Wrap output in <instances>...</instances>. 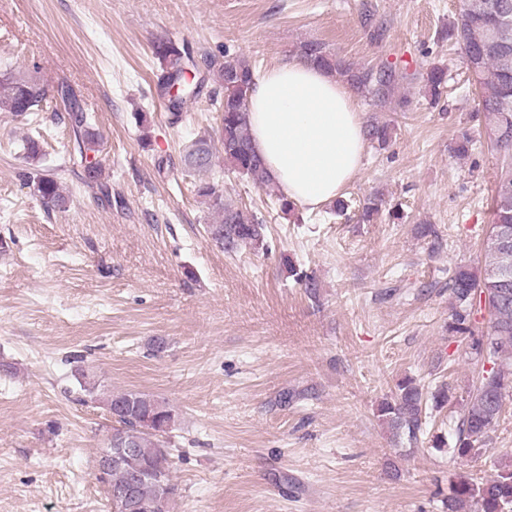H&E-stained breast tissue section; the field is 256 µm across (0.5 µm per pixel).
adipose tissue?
<instances>
[{
    "mask_svg": "<svg viewBox=\"0 0 512 512\" xmlns=\"http://www.w3.org/2000/svg\"><path fill=\"white\" fill-rule=\"evenodd\" d=\"M249 126L270 181L298 206L331 203L363 166L365 123L355 92L307 62L258 73Z\"/></svg>",
    "mask_w": 512,
    "mask_h": 512,
    "instance_id": "adipose-tissue-1",
    "label": "adipose tissue"
}]
</instances>
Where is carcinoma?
<instances>
[{
	"label": "carcinoma",
	"mask_w": 512,
	"mask_h": 512,
	"mask_svg": "<svg viewBox=\"0 0 512 512\" xmlns=\"http://www.w3.org/2000/svg\"><path fill=\"white\" fill-rule=\"evenodd\" d=\"M441 37L458 46L469 71L482 89L480 112L484 114L494 142L505 152L512 151V0H463L460 15ZM163 74L158 88L178 83L181 97L167 98L168 110L179 120L186 101L199 95L206 79L224 88L219 103L223 112L219 135L224 146V160L238 173L252 181L268 182L262 158L255 152L248 125L249 96L254 68L243 55L224 53L206 58L207 76H200L196 59L189 48L172 41L155 45ZM295 55L328 69L357 93L368 98L382 110L390 106L406 73L392 65H359L348 62L327 50L324 42L309 40L295 48ZM425 90L436 99L448 81L447 68L432 64L421 74ZM60 95L69 99V119L78 135L80 162L84 164L88 182L98 183L102 170L89 156L99 145L92 130L93 116L80 110L71 94L62 89ZM47 99L44 85L34 78H6L0 81V111L23 115L40 107ZM369 139L384 147L391 140V129L374 120L369 124ZM183 162L190 172L208 171L213 166L210 137L202 135L183 150ZM35 190L43 204L51 210L67 207L69 193L52 176L44 175L35 182ZM198 196L208 199L217 213L216 222L206 225L211 241L226 252L238 246H262L265 224L259 218L232 202L224 201L219 184L202 181L196 186ZM504 226L512 227V165L503 170L493 196V221L490 234ZM448 292L453 299L449 329L472 337L471 349L479 355L486 351L488 370L480 369L465 399L456 425L452 454L473 458L491 440L502 416L507 396H512V241L506 245L487 242L485 261L481 267L461 264L448 279ZM484 311L488 315L489 332L477 337L471 328V316ZM450 399L448 388L431 394L413 378L397 384L394 400L382 403L379 417L393 435L417 439L423 431V413L427 403L441 407ZM126 402V411L117 423L118 438L130 443L135 452L121 455L101 470L108 484V494L116 512H171L176 492L172 481V452L164 435L171 428L173 413L167 404L140 391L111 394L107 405ZM133 487L132 501L115 496V492ZM471 501L481 512H512V469L503 468L489 478L475 483L460 477L451 482L446 512H463Z\"/></svg>",
	"instance_id": "obj_1"
}]
</instances>
